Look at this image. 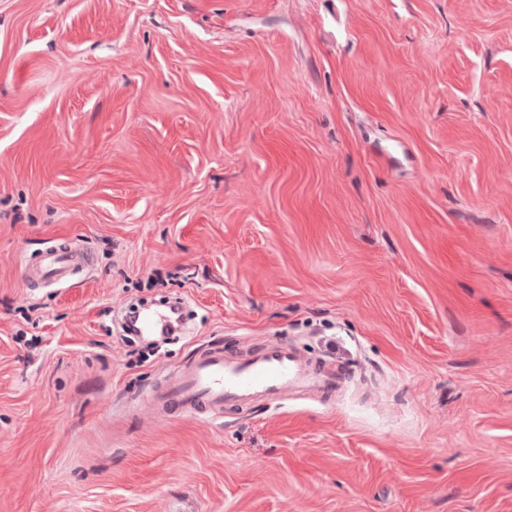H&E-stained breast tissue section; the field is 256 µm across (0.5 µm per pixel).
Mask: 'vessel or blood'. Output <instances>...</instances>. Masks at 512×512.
<instances>
[{"instance_id": "vessel-or-blood-1", "label": "vessel or blood", "mask_w": 512, "mask_h": 512, "mask_svg": "<svg viewBox=\"0 0 512 512\" xmlns=\"http://www.w3.org/2000/svg\"><path fill=\"white\" fill-rule=\"evenodd\" d=\"M76 246L44 251L26 268L44 282L66 279L72 267L84 262ZM336 382L335 369L310 362L287 342L275 340L259 355L243 358L215 348L179 372L168 389L156 397L163 409L223 417L226 405H249L288 398L291 392L322 391Z\"/></svg>"}]
</instances>
